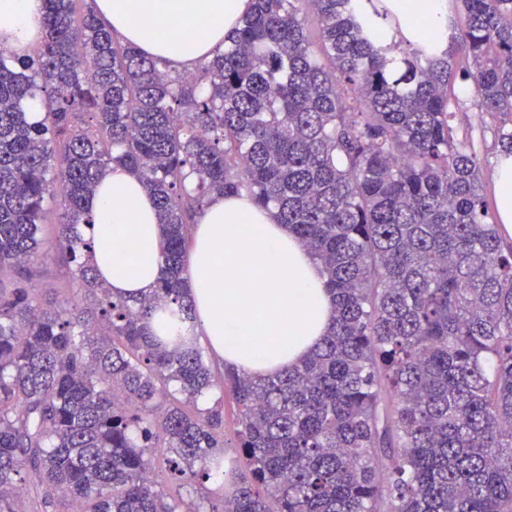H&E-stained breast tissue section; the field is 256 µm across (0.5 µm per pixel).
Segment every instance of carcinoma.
Here are the masks:
<instances>
[{"instance_id":"obj_1","label":"carcinoma","mask_w":512,"mask_h":512,"mask_svg":"<svg viewBox=\"0 0 512 512\" xmlns=\"http://www.w3.org/2000/svg\"><path fill=\"white\" fill-rule=\"evenodd\" d=\"M253 0L224 52L177 73L89 5L44 0L39 46H0V512H512V243L492 223L454 81L512 152V0H459L464 62L374 42L361 5ZM314 26L322 56L313 49ZM88 113L91 124L79 117ZM114 165L156 202L164 269L116 299L90 201ZM274 210L327 276V336L264 378L153 337L193 328L190 225L215 194ZM75 292L29 287L44 203ZM237 406L226 456L224 400ZM230 472L222 508L197 487Z\"/></svg>"}]
</instances>
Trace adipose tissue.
Masks as SVG:
<instances>
[{
  "label": "adipose tissue",
  "mask_w": 512,
  "mask_h": 512,
  "mask_svg": "<svg viewBox=\"0 0 512 512\" xmlns=\"http://www.w3.org/2000/svg\"><path fill=\"white\" fill-rule=\"evenodd\" d=\"M392 18L384 42L448 46V0H386ZM251 0H96L123 41L176 67L192 69L223 52ZM44 0H0V44L27 52L41 37ZM92 261L118 298L155 288L164 233L152 198L115 166L91 201ZM188 293L196 332L218 361L254 377L301 362L328 333L332 303L326 278L308 250L271 210L247 196L217 195L191 234Z\"/></svg>",
  "instance_id": "adipose-tissue-1"
}]
</instances>
